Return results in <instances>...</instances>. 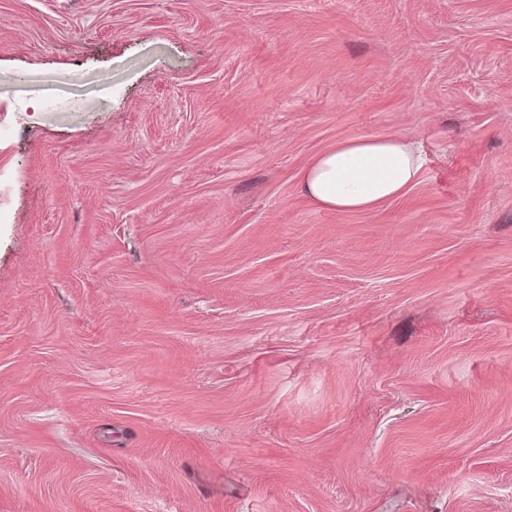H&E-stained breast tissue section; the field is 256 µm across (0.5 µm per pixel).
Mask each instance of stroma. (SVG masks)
Instances as JSON below:
<instances>
[{
    "label": "stroma",
    "instance_id": "35a3bbf8",
    "mask_svg": "<svg viewBox=\"0 0 512 512\" xmlns=\"http://www.w3.org/2000/svg\"><path fill=\"white\" fill-rule=\"evenodd\" d=\"M0 512H512V0H0ZM424 159L405 136L345 139L315 156L301 171V191L316 205L360 211L404 195L416 184Z\"/></svg>",
    "mask_w": 512,
    "mask_h": 512
}]
</instances>
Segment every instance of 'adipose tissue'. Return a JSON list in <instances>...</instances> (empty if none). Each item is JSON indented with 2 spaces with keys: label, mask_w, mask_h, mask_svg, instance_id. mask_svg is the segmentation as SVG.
Listing matches in <instances>:
<instances>
[{
  "label": "adipose tissue",
  "mask_w": 512,
  "mask_h": 512,
  "mask_svg": "<svg viewBox=\"0 0 512 512\" xmlns=\"http://www.w3.org/2000/svg\"><path fill=\"white\" fill-rule=\"evenodd\" d=\"M423 164L412 138L353 137L315 156L301 171L299 186L320 207L367 210L404 195L416 184Z\"/></svg>",
  "instance_id": "ef3b65f1"
}]
</instances>
